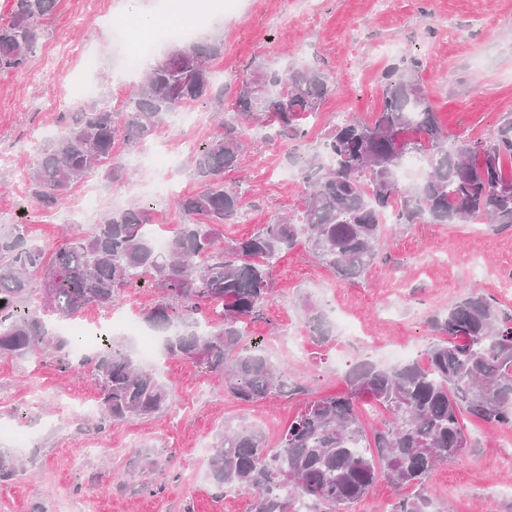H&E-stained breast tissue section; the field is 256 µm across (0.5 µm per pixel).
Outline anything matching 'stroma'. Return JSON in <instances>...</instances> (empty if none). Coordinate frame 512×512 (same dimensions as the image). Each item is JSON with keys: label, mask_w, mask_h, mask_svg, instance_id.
<instances>
[{"label": "stroma", "mask_w": 512, "mask_h": 512, "mask_svg": "<svg viewBox=\"0 0 512 512\" xmlns=\"http://www.w3.org/2000/svg\"><path fill=\"white\" fill-rule=\"evenodd\" d=\"M126 0H59L41 26L38 52L28 71L0 73V233L24 225L30 238L58 246L67 235L86 232L111 209L146 201L153 222L165 230L182 222L178 196L199 184L185 141L205 144L221 129L232 95L210 101L195 125L164 126L167 167L151 160L152 140L131 145L116 139L112 154L124 175L98 172L77 182L66 205L44 209L28 197L26 168L40 142L55 138L57 117L75 103L68 82L93 85V99L115 104L116 90L132 94L141 74L124 75L125 46L112 38L120 22L129 35L151 39L132 26ZM198 41L217 39L223 53L211 63L217 85H231L254 59L279 68L284 58L305 57L336 78V92L323 103L319 123L307 124V141L318 146L339 120L372 117L386 74L395 64L417 59L418 77L450 137L487 136L512 113V0H235L212 15ZM96 66L85 71V54ZM246 165L229 172L225 187L247 205L224 238L248 236L261 225L304 206L298 166L306 153L292 154L270 121L247 127ZM43 139V140H44ZM177 196L150 201L163 182ZM99 198L86 223L64 217L85 188ZM383 258L362 277L343 281L305 244L276 261L271 296L261 318L244 326L245 343L261 347L275 364L287 366L292 395L244 404L224 391V379L192 361L156 348L150 363L172 393L169 409L97 429L93 416L70 402L97 399L86 368L61 372L57 358L42 355L0 359V424L22 425L31 441L21 452L25 470L0 484V512H250L251 499L220 494L207 470L209 450L220 433L242 425L261 426L269 447L305 402L345 391L344 377L359 361L387 364L399 342L410 343L416 361L439 337L429 317L464 291L493 298L512 313V228L484 224H388ZM325 316L324 336L307 322V309ZM471 440L456 459L432 472L428 487L450 512H512V434L483 421L463 422Z\"/></svg>", "instance_id": "obj_1"}]
</instances>
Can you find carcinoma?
<instances>
[{"mask_svg":"<svg viewBox=\"0 0 512 512\" xmlns=\"http://www.w3.org/2000/svg\"><path fill=\"white\" fill-rule=\"evenodd\" d=\"M57 0H13L11 19L0 24V73L21 72L36 55L40 22ZM218 42L176 46L133 92L122 112L107 104H79L60 114L59 134L26 169L33 203L54 208L78 180L112 165L116 137L141 142L170 118L206 104L212 96L210 62ZM420 62L393 68L381 105L369 120L332 125L301 170L304 209L257 232L222 244L221 228L245 206L224 187V174L240 167L247 143L243 121L272 117L281 138L302 146L304 120L336 91L328 70L291 60L282 70L252 62L222 130L194 153L197 192L177 205L183 223L160 251L148 204L114 209L84 235L49 250L26 241L20 227L0 234V358L37 353L58 357L61 371L75 362V340L53 320L85 307L109 308L122 289L148 276L163 300L146 316L162 335L165 351L224 376V391L242 403L288 393L284 369L256 346L244 344L242 325L259 318L270 296V271L279 255L304 242L341 279L363 276L380 257L388 212L398 224H486L512 227V113L486 140H457L420 84ZM424 158V177L402 185L407 156ZM42 288V311L29 305L33 277ZM429 322L443 340L423 364L385 367L359 362L346 375L348 393L309 402L270 449L258 428L225 433L208 458L218 492L252 498L251 512H337L363 497L380 477L395 489L417 488L397 498L391 512H444L425 483L440 464L471 442L460 424L466 412L493 426H512V314L486 296L468 292ZM80 365L98 387L97 428L147 417L168 408L170 391L144 368L127 345L107 338ZM368 397L386 413L375 458L353 400ZM19 455L0 448V481L21 471Z\"/></svg>","mask_w":512,"mask_h":512,"instance_id":"obj_1","label":"carcinoma"}]
</instances>
